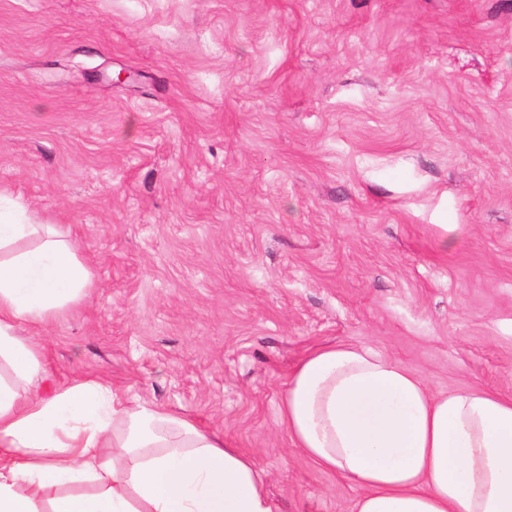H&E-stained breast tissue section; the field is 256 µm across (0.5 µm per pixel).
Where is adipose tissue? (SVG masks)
Listing matches in <instances>:
<instances>
[{"label":"adipose tissue","mask_w":512,"mask_h":512,"mask_svg":"<svg viewBox=\"0 0 512 512\" xmlns=\"http://www.w3.org/2000/svg\"><path fill=\"white\" fill-rule=\"evenodd\" d=\"M92 278L60 226L0 209V512H274L255 460L188 417L98 378L37 392L41 339ZM280 418L295 448L361 488L356 512H512V397L435 393L332 345L295 367Z\"/></svg>","instance_id":"1"}]
</instances>
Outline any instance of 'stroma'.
Wrapping results in <instances>:
<instances>
[{"label": "stroma", "mask_w": 512, "mask_h": 512, "mask_svg": "<svg viewBox=\"0 0 512 512\" xmlns=\"http://www.w3.org/2000/svg\"><path fill=\"white\" fill-rule=\"evenodd\" d=\"M0 189L93 272L47 386L189 416L275 512L361 493L280 423L316 349L512 396V0H0Z\"/></svg>", "instance_id": "35a3bbf8"}]
</instances>
